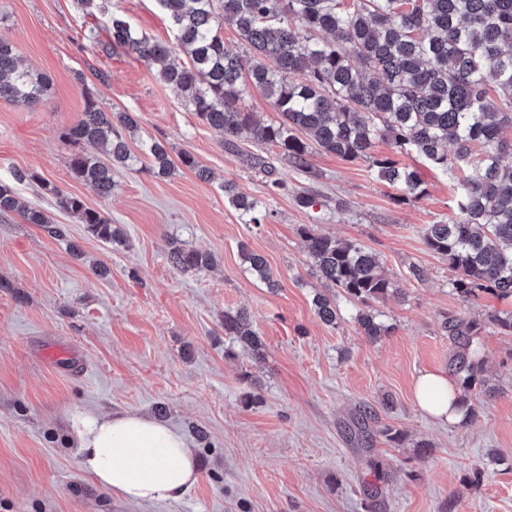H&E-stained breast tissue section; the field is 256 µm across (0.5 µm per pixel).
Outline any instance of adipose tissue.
<instances>
[{
	"mask_svg": "<svg viewBox=\"0 0 512 512\" xmlns=\"http://www.w3.org/2000/svg\"><path fill=\"white\" fill-rule=\"evenodd\" d=\"M448 376L421 374L414 386L418 407L438 423L465 414ZM79 466L100 487L125 502L175 501L198 477V464L183 435L167 424L133 413L84 412L71 424Z\"/></svg>",
	"mask_w": 512,
	"mask_h": 512,
	"instance_id": "ef3b65f1",
	"label": "adipose tissue"
}]
</instances>
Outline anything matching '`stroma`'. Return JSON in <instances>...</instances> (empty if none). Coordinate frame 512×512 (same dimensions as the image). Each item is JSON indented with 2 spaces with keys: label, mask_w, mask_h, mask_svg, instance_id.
Returning a JSON list of instances; mask_svg holds the SVG:
<instances>
[{
  "label": "stroma",
  "mask_w": 512,
  "mask_h": 512,
  "mask_svg": "<svg viewBox=\"0 0 512 512\" xmlns=\"http://www.w3.org/2000/svg\"><path fill=\"white\" fill-rule=\"evenodd\" d=\"M119 8L138 30L173 42L157 0H119ZM84 22L77 0H0V33L24 66L51 80L38 108L0 102V182L68 228L55 239L18 214L0 215V512H363L371 484L379 489L372 512H512V334L485 322L488 312L512 313V299L462 302L448 288L447 261L425 245L426 225L452 214L449 177L403 157L426 188L405 202L368 162L316 151L310 172H298L241 134L240 149L273 167L266 177L140 61L94 50ZM89 90L103 108L138 116L132 153L163 140L171 158L192 153L212 179L121 168L102 201L72 177L60 139ZM17 170L104 211L123 245L93 236L36 182H15ZM275 177L287 190H272ZM227 181L259 201L263 223H243L224 198ZM303 190L316 206L297 205ZM304 224L379 256L405 292L372 304L390 335L363 336L357 304L342 296L336 325L316 316L323 283L299 235ZM175 244L211 252L215 267L174 269ZM244 247L266 258L277 290L251 274ZM100 264L106 275H95ZM228 309L249 312L262 358L225 343ZM451 316L484 325L485 363L470 395L477 418L466 426L435 423L413 399L421 373L449 369ZM66 344L84 374L45 359ZM85 411L140 412L178 429L195 453L197 482L172 502L130 504L102 489L68 442L71 417Z\"/></svg>",
  "instance_id": "stroma-1"
}]
</instances>
